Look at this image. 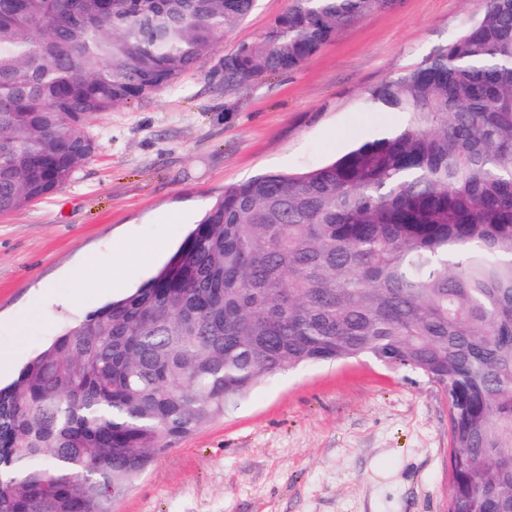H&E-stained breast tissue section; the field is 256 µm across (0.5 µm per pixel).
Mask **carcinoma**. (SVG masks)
<instances>
[{
	"mask_svg": "<svg viewBox=\"0 0 512 512\" xmlns=\"http://www.w3.org/2000/svg\"><path fill=\"white\" fill-rule=\"evenodd\" d=\"M255 0H0V216L68 185L94 115L205 67ZM396 0H292L227 91L300 70ZM403 121L224 189L132 294L0 387V512H111L264 379L369 358L448 398V512H512V0L365 94Z\"/></svg>",
	"mask_w": 512,
	"mask_h": 512,
	"instance_id": "1",
	"label": "carcinoma"
}]
</instances>
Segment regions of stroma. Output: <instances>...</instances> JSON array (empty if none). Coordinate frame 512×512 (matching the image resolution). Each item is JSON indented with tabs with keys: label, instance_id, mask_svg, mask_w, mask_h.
<instances>
[{
	"label": "stroma",
	"instance_id": "1",
	"mask_svg": "<svg viewBox=\"0 0 512 512\" xmlns=\"http://www.w3.org/2000/svg\"><path fill=\"white\" fill-rule=\"evenodd\" d=\"M291 0H257L207 64L260 37ZM482 0H398L302 69L225 91L207 74L91 117L100 142L50 199L0 217V351L22 366L72 322L150 280L225 188L311 169L400 123L366 91L419 64ZM158 248L142 264L144 244ZM50 293L36 310L32 297ZM448 399L369 360L267 378L158 454L113 512H448Z\"/></svg>",
	"mask_w": 512,
	"mask_h": 512
}]
</instances>
